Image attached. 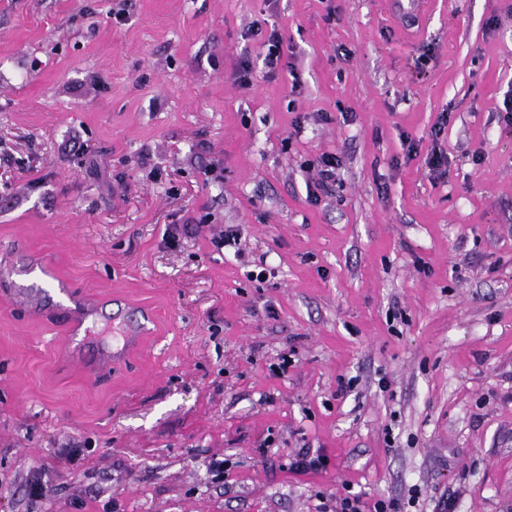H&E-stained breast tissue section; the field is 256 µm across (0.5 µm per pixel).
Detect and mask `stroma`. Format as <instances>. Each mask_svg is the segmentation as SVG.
Instances as JSON below:
<instances>
[{
    "instance_id": "obj_1",
    "label": "stroma",
    "mask_w": 512,
    "mask_h": 512,
    "mask_svg": "<svg viewBox=\"0 0 512 512\" xmlns=\"http://www.w3.org/2000/svg\"><path fill=\"white\" fill-rule=\"evenodd\" d=\"M392 2L126 0L118 24L117 0H0V250L26 297L0 294V512H434L455 489L512 512V0ZM254 25L282 35L274 76ZM174 224L195 230L169 249ZM39 263L151 333L108 374L60 360ZM302 448L327 469L291 472ZM308 169L315 172V187L326 189L328 182H336V171L341 166V157L335 152L322 153L314 163L307 164Z\"/></svg>"
}]
</instances>
